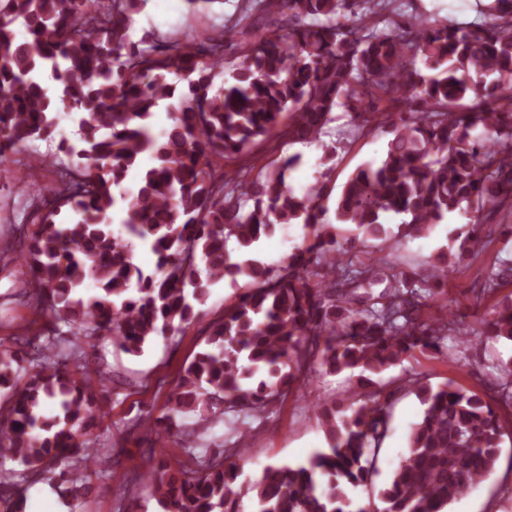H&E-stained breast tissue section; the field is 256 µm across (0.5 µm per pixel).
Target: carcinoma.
I'll return each mask as SVG.
<instances>
[{
	"label": "carcinoma",
	"mask_w": 512,
	"mask_h": 512,
	"mask_svg": "<svg viewBox=\"0 0 512 512\" xmlns=\"http://www.w3.org/2000/svg\"><path fill=\"white\" fill-rule=\"evenodd\" d=\"M142 2L0 0V183L35 141H58L47 165L60 175L38 223L19 227L29 241L22 294L45 322L35 336L0 338V389L11 392L0 408V512H24L38 482L75 509L92 490L112 492L101 427L110 377L87 369L90 339L110 336L138 355L200 322L205 347L180 369L164 411L125 425L149 442L165 421L188 457L163 448L128 480L162 512H448L494 472L505 436L500 408L450 381L407 385L423 412L388 486L366 502L350 489L373 483L390 432L394 392L375 376L416 351L441 354L450 332L512 343V301L472 334L452 316L423 318L454 270L448 252L416 280L398 270L403 243L458 209L470 218L462 253L512 215V0H482L478 19L445 25L387 18L391 0H238L235 16L202 36L137 37ZM266 13L288 26L264 23ZM228 46L230 78L216 88ZM419 60L439 75H423ZM163 104L173 124L157 135L150 119ZM339 107L353 113L339 135L392 134L384 159L356 169L336 197V224L356 231L344 244L323 221L322 190L298 196L287 184L296 157L249 183L214 166L247 155L284 117L289 140L317 142ZM64 117L76 122L73 141L60 134ZM390 212L408 217L392 250L354 261L358 244L388 237ZM298 223L308 243L286 262L256 258L275 225ZM134 238L159 255L153 268L132 261ZM509 277L512 257L502 258L481 292ZM225 278L245 288L206 322L196 306ZM318 366L350 372L353 396L317 405L327 448L237 485L253 438L246 420L272 412ZM494 369L490 390L512 407V358ZM52 403L59 414L48 417Z\"/></svg>",
	"instance_id": "cac0c4a2"
}]
</instances>
